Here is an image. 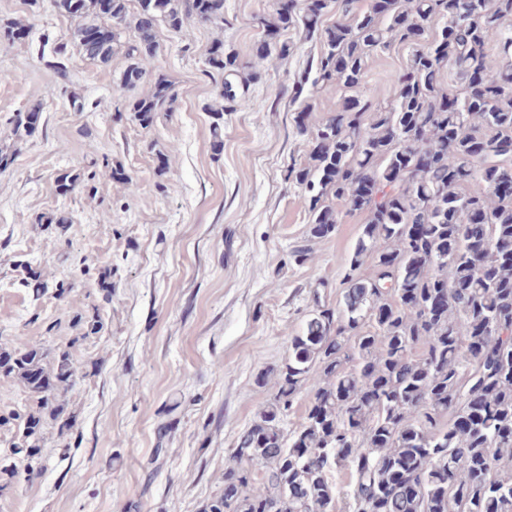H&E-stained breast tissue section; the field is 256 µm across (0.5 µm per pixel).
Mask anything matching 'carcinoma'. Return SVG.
<instances>
[{"label": "carcinoma", "mask_w": 512, "mask_h": 512, "mask_svg": "<svg viewBox=\"0 0 512 512\" xmlns=\"http://www.w3.org/2000/svg\"><path fill=\"white\" fill-rule=\"evenodd\" d=\"M136 39L116 93L123 96L155 57L153 23L180 31L192 19L224 22V0H53L74 22L84 57L108 63L131 2ZM357 0H271L261 56L300 28L319 40L311 86L336 85V117L298 128L314 147L288 168L303 187L311 234L334 231L333 201L365 214L345 273L342 311L320 306L289 340L278 390L240 436L224 494L204 512H512V0H393L386 11ZM336 12V22L323 17ZM412 49L387 102L366 95L370 56ZM207 58L235 98L229 76L247 66L224 45ZM155 77L150 97L129 103L150 128L172 98ZM39 112H18L15 133L32 136ZM398 260L394 269L383 259ZM371 260L372 274L358 270ZM27 384L36 410L23 421L27 468L38 462L37 429L54 406L69 355L54 367L37 350L6 370ZM302 422L284 417L302 389ZM261 468L263 489L252 490ZM347 482L337 486L334 474Z\"/></svg>", "instance_id": "obj_1"}]
</instances>
